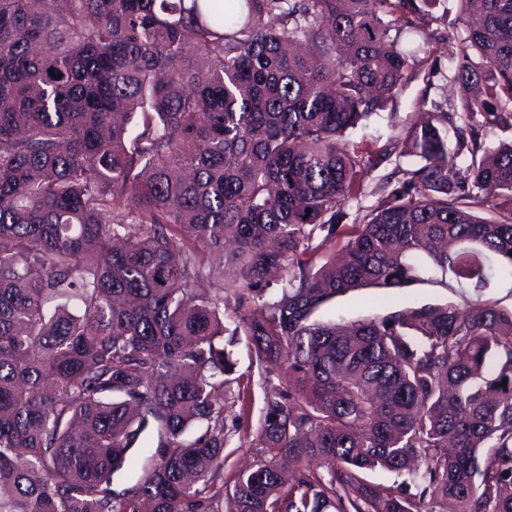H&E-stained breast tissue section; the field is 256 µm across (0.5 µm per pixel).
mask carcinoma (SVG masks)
Returning a JSON list of instances; mask_svg holds the SVG:
<instances>
[{
    "mask_svg": "<svg viewBox=\"0 0 512 512\" xmlns=\"http://www.w3.org/2000/svg\"><path fill=\"white\" fill-rule=\"evenodd\" d=\"M440 2L0 0V512H512V0H458L461 111L341 146ZM227 333L280 368L230 490ZM394 158L390 162H386L382 164L379 168L373 170L368 177L365 178L363 183V190L361 194H359L356 198H352L349 202L344 205V209L349 213V217L344 219V222L336 231V253L340 249V245L342 244L344 238L341 236L343 225L345 224H353L356 211L359 207L363 210L367 208L374 207L378 204V201L382 198V192L379 190V182L380 179L391 172L394 167ZM416 296L423 302L434 303L440 299H448L457 304H463V299L450 289L441 286L418 285L414 287Z\"/></svg>",
    "mask_w": 512,
    "mask_h": 512,
    "instance_id": "cac0c4a2",
    "label": "carcinoma"
}]
</instances>
